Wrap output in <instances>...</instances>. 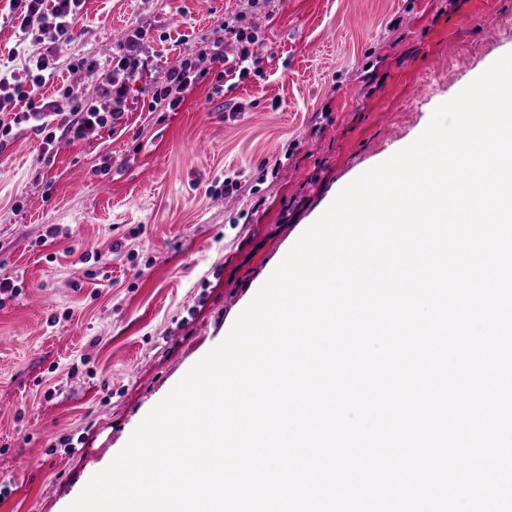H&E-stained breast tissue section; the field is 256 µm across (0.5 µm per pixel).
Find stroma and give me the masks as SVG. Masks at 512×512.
I'll return each instance as SVG.
<instances>
[{"label":"stroma","instance_id":"1","mask_svg":"<svg viewBox=\"0 0 512 512\" xmlns=\"http://www.w3.org/2000/svg\"><path fill=\"white\" fill-rule=\"evenodd\" d=\"M239 11L264 46L233 88L211 74L152 112L138 84L112 131L48 150L24 125L0 149V276L21 288L0 306V512H64L338 193L512 53V0H86L43 94L117 28L146 29L151 83L186 49L233 55Z\"/></svg>","mask_w":512,"mask_h":512}]
</instances>
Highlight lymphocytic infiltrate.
I'll list each match as a JSON object with an SVG mask.
<instances>
[{
  "label": "lymphocytic infiltrate",
  "instance_id": "f902f5d3",
  "mask_svg": "<svg viewBox=\"0 0 512 512\" xmlns=\"http://www.w3.org/2000/svg\"><path fill=\"white\" fill-rule=\"evenodd\" d=\"M83 7L84 0H7L8 16L17 21L22 37L30 40L33 49L22 70H15L6 62L0 64V103L19 99L25 103L24 110L15 113L11 122L0 121V147L13 126L21 123H34L44 132L45 143L50 146L60 136L76 141L88 133L112 128L115 120L125 113L131 81L148 70L147 62L141 57L145 33L139 28L131 30L124 45L125 53L116 65L102 66L84 58L74 59L68 65L70 73L96 84L101 97L109 103L107 110H100L92 100L79 98L68 89L51 98L41 93L45 85L53 82L57 72L55 57L39 49L41 37L51 31L57 39L70 40ZM223 27L225 38L233 40L238 47L236 55L225 57L223 50L215 45L181 58L171 67L167 83L150 89V111L176 110L185 93L210 73L247 77L259 43L256 31L242 12L225 17Z\"/></svg>",
  "mask_w": 512,
  "mask_h": 512
}]
</instances>
